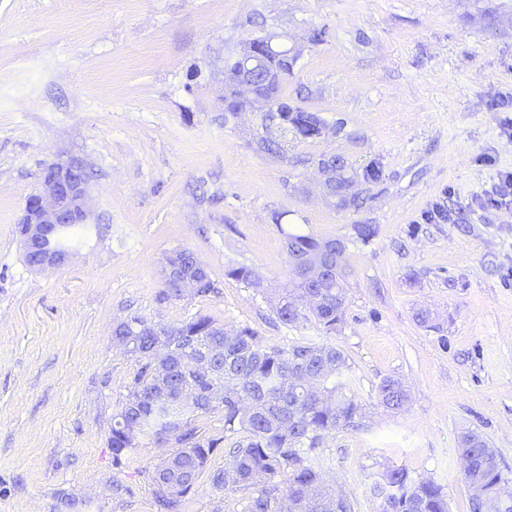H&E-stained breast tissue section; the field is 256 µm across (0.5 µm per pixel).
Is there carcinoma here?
Masks as SVG:
<instances>
[{
	"mask_svg": "<svg viewBox=\"0 0 512 512\" xmlns=\"http://www.w3.org/2000/svg\"><path fill=\"white\" fill-rule=\"evenodd\" d=\"M267 119L290 125L304 137L315 132L311 113L295 112L287 100L274 102ZM289 252L303 256L315 250L329 252L334 240H319L289 230L284 233ZM175 261L185 272L199 273L202 285L196 295L217 292L210 272L195 266L194 253L175 250ZM227 276L246 287L253 286L255 272L246 266L232 268ZM339 285L307 284L295 275L293 287L277 293L272 313L285 325L312 321L330 335L343 323L347 303L337 301ZM304 295L301 310L294 294ZM174 336H131L124 353L136 364L127 394L113 415L110 439L112 465L120 467L128 453L144 441L161 446L175 441L174 453L146 470L155 512H182L184 499L197 487L210 457L224 451L226 467L209 474L212 488L224 491L252 490L244 512H352L350 499L326 487L319 448L339 429L364 426L363 405L351 389L344 352L324 340H302L286 348L265 345L257 332L245 326L230 336H215V321L194 316L173 327ZM211 351L223 365L210 374L193 367L185 352ZM170 364L171 385L158 396L155 369ZM188 389L197 406L181 402ZM387 408L397 410L407 401L399 380H383L378 394ZM219 413L224 434L205 435L191 423L190 415ZM488 444L476 432L463 434L458 453L473 461L468 484L474 491L470 512H485L484 505L499 492V462L486 460ZM387 497L380 512H448L444 489L430 481L412 478L403 468L383 474Z\"/></svg>",
	"mask_w": 512,
	"mask_h": 512,
	"instance_id": "carcinoma-1",
	"label": "carcinoma"
}]
</instances>
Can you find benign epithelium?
I'll return each mask as SVG.
<instances>
[{
  "mask_svg": "<svg viewBox=\"0 0 512 512\" xmlns=\"http://www.w3.org/2000/svg\"><path fill=\"white\" fill-rule=\"evenodd\" d=\"M301 49H288L270 35L250 41L237 54V65L224 69V102L234 112H265L277 98L294 72ZM325 195L336 203L337 174L331 165L319 163ZM41 192L30 196L18 222L17 232L29 268L37 273L60 271L68 263L71 251L59 245L63 228L88 223L89 178L78 159H57L43 166ZM303 266L305 278L313 282L329 279L332 269L322 253L304 258L292 257Z\"/></svg>",
  "mask_w": 512,
  "mask_h": 512,
  "instance_id": "7a95c632",
  "label": "benign epithelium"
}]
</instances>
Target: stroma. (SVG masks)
<instances>
[{
  "instance_id": "obj_1",
  "label": "stroma",
  "mask_w": 512,
  "mask_h": 512,
  "mask_svg": "<svg viewBox=\"0 0 512 512\" xmlns=\"http://www.w3.org/2000/svg\"><path fill=\"white\" fill-rule=\"evenodd\" d=\"M316 29L325 40L308 44ZM268 34L303 46L282 95L318 113L323 135L260 112L225 121L224 56ZM261 136L280 156L255 151ZM333 155L358 176L341 207L318 170ZM70 157L89 173L92 220L66 269L37 274L17 223L43 164ZM374 163L380 182L360 181ZM510 169L512 0H0V512H60L68 498L79 512H154L144 470L163 448L112 465L134 370L112 326L131 311L169 326L202 314L268 346L319 336L227 275L289 280L285 224L346 246L348 307L330 341L366 419L325 439L327 482L354 512H378L380 472L402 467L470 512L457 448L472 430L511 492L512 205L494 202ZM438 207L450 219L425 223ZM175 248L216 294L160 301ZM389 376L409 393L398 411L379 402ZM248 496L203 478L183 512H243Z\"/></svg>"
}]
</instances>
